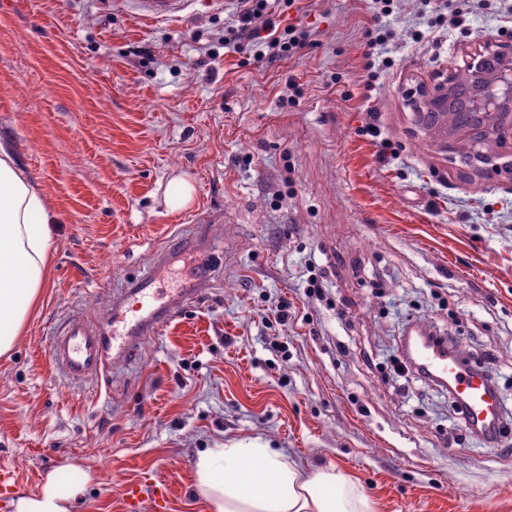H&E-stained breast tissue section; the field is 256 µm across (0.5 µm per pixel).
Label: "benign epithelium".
<instances>
[{"label": "benign epithelium", "mask_w": 512, "mask_h": 512, "mask_svg": "<svg viewBox=\"0 0 512 512\" xmlns=\"http://www.w3.org/2000/svg\"><path fill=\"white\" fill-rule=\"evenodd\" d=\"M471 90L472 122L431 125L428 115L447 110L460 86ZM415 133L457 159L473 176L503 174L512 181V40L489 39L461 69L429 87L406 91Z\"/></svg>", "instance_id": "7a95c632"}]
</instances>
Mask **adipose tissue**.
I'll list each match as a JSON object with an SVG mask.
<instances>
[{
	"instance_id": "1",
	"label": "adipose tissue",
	"mask_w": 512,
	"mask_h": 512,
	"mask_svg": "<svg viewBox=\"0 0 512 512\" xmlns=\"http://www.w3.org/2000/svg\"><path fill=\"white\" fill-rule=\"evenodd\" d=\"M55 221L42 186L0 143V354L10 350L49 284ZM196 487L211 512H373L350 476L306 469L257 442L199 453ZM75 497L52 474L18 512H71Z\"/></svg>"
}]
</instances>
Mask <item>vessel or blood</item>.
<instances>
[{
    "label": "vessel or blood",
    "instance_id": "obj_1",
    "mask_svg": "<svg viewBox=\"0 0 512 512\" xmlns=\"http://www.w3.org/2000/svg\"><path fill=\"white\" fill-rule=\"evenodd\" d=\"M125 6L141 20L161 22L181 17L189 0H125ZM130 295L138 304L137 313H128L124 304L115 305L111 330H104L99 320L82 313L60 324L50 341L49 356L67 382L91 386L110 376L113 363L124 360L159 324L173 320L188 301L184 295L166 297L164 288L150 277L133 286ZM415 333L414 367L430 378L448 381L459 397L468 426L484 438H498L503 410L489 374L473 370L458 353L449 352L447 339L429 336L423 327Z\"/></svg>",
    "mask_w": 512,
    "mask_h": 512
}]
</instances>
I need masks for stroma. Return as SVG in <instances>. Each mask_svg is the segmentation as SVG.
I'll return each instance as SVG.
<instances>
[{
  "instance_id": "stroma-1",
  "label": "stroma",
  "mask_w": 512,
  "mask_h": 512,
  "mask_svg": "<svg viewBox=\"0 0 512 512\" xmlns=\"http://www.w3.org/2000/svg\"><path fill=\"white\" fill-rule=\"evenodd\" d=\"M301 4L310 43L244 63L224 49L236 0L160 23L116 0H0V141L59 219L49 286L0 356V469L19 498L57 470L82 486L73 512H129L131 482L140 512L161 483L167 512H204L198 453L257 441L347 473L374 512H512V183L468 177L413 135L404 97L512 38V0H394L392 65L371 84L370 0ZM429 7L465 21L414 40ZM370 121L393 152L360 135ZM178 175L196 194L172 213ZM164 251L171 268L209 266L206 288L101 392L67 384L48 357L58 325L109 317ZM284 303L296 320L279 321ZM417 325L490 372L497 443L466 430L445 387L394 372Z\"/></svg>"
}]
</instances>
